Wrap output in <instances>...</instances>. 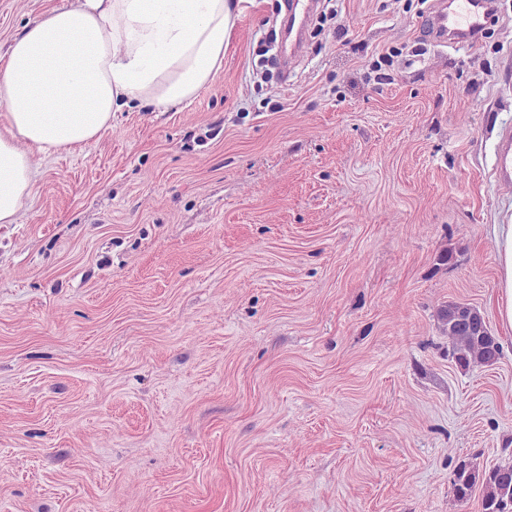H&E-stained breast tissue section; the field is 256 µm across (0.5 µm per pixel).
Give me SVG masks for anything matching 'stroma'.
I'll use <instances>...</instances> for the list:
<instances>
[{
	"instance_id": "1",
	"label": "stroma",
	"mask_w": 512,
	"mask_h": 512,
	"mask_svg": "<svg viewBox=\"0 0 512 512\" xmlns=\"http://www.w3.org/2000/svg\"><path fill=\"white\" fill-rule=\"evenodd\" d=\"M69 2L0 0V46ZM437 3L320 0L287 69L257 58L283 0H241L191 102L36 157L0 225V512H479L451 481L512 449V0L471 48L422 41ZM451 302L496 363L455 366ZM495 252L498 282L491 303L508 336L512 334V224L495 225ZM443 331L448 335V355L460 369L491 365L497 361L501 347L476 309L466 304L448 303L438 311Z\"/></svg>"
}]
</instances>
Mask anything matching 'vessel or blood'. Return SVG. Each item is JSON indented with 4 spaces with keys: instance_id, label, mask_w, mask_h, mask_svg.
<instances>
[{
    "instance_id": "b4317fda",
    "label": "vessel or blood",
    "mask_w": 512,
    "mask_h": 512,
    "mask_svg": "<svg viewBox=\"0 0 512 512\" xmlns=\"http://www.w3.org/2000/svg\"><path fill=\"white\" fill-rule=\"evenodd\" d=\"M313 0H289L287 4L289 27L302 31L310 14ZM487 0H451L449 8L427 16L421 27L432 42H440L448 34L461 35L467 44H474L487 22Z\"/></svg>"
}]
</instances>
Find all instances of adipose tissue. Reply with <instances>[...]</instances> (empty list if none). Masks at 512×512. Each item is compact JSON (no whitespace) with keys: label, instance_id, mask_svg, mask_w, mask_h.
I'll return each instance as SVG.
<instances>
[{"label":"adipose tissue","instance_id":"obj_1","mask_svg":"<svg viewBox=\"0 0 512 512\" xmlns=\"http://www.w3.org/2000/svg\"><path fill=\"white\" fill-rule=\"evenodd\" d=\"M230 0H73L27 22L0 52V224L31 199L34 157L97 140L125 108L190 101L215 80ZM492 296L512 334V224L495 227Z\"/></svg>","mask_w":512,"mask_h":512}]
</instances>
